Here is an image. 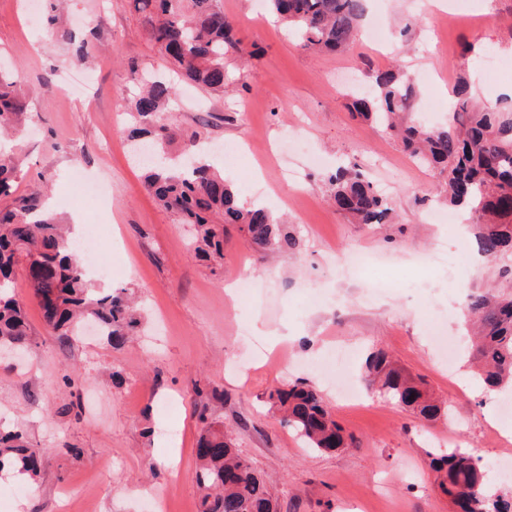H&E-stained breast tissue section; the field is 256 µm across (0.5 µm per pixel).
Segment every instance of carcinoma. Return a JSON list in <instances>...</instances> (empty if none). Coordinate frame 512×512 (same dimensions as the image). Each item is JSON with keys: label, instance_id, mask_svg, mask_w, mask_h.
<instances>
[{"label": "carcinoma", "instance_id": "1", "mask_svg": "<svg viewBox=\"0 0 512 512\" xmlns=\"http://www.w3.org/2000/svg\"><path fill=\"white\" fill-rule=\"evenodd\" d=\"M268 6L295 36L303 50L344 51L359 32L367 0H267ZM149 40L169 60L175 74L213 93H224L226 59L241 51L234 23L221 0H131ZM371 89L353 94L352 115L379 125L395 137L416 163L443 183L448 205L469 215L471 244L488 262L500 263L504 284L472 289L465 300V318L474 329L471 360L490 390L512 395V107L481 105L467 81L455 88V110L444 124L415 118L418 93L401 68L393 65L370 75ZM139 92L130 101L129 137L148 138L152 160L145 164V182L164 209L190 226L205 256H223L224 225L234 224L246 242L260 251L293 250L295 235L263 207L240 202L237 190L205 155L185 164L168 155L183 142L196 150L203 132L184 131L173 119L175 87L171 79L142 74ZM26 108L10 75L0 69V133L20 136ZM20 175L12 159L0 158V350L32 344L25 302L14 290V273L24 272L30 297L55 334L76 336L87 319L96 321L106 343L122 347L142 327L141 313L124 288L95 289L87 281L84 260L69 232L37 195L16 194ZM339 211L355 224H385L391 207L366 173L354 164L328 176ZM367 389L411 411L425 421L450 413L425 380L399 367L377 349L364 362ZM224 390L214 386L207 400L194 403L203 425L197 453L199 512H276L273 494L262 476L234 448L224 422L212 411ZM269 409L281 414L304 445L316 451L356 448L358 442L332 416L323 394L298 381L268 392ZM33 447L20 430H0V473L13 472L24 481L41 476ZM441 473L439 488L450 499L463 498L464 512H512V490L489 484L481 457L450 448L433 459Z\"/></svg>", "mask_w": 512, "mask_h": 512}]
</instances>
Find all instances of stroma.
Listing matches in <instances>:
<instances>
[{"label": "stroma", "mask_w": 512, "mask_h": 512, "mask_svg": "<svg viewBox=\"0 0 512 512\" xmlns=\"http://www.w3.org/2000/svg\"><path fill=\"white\" fill-rule=\"evenodd\" d=\"M222 4L252 57L244 66L228 59L224 94L182 85L175 121L239 147L225 177L242 201L287 216L299 244L269 259L234 227L223 260L197 258L188 226L160 206L130 159L124 127L133 73L167 70L130 0H0V61L10 65L30 117L23 136L0 143V154L21 169L17 192L48 194L63 223L111 226L125 258L108 284L132 289L144 315L142 336L123 348L99 335L68 343L17 277L33 343L0 358V427L22 430L42 450L43 471L0 506L150 512L151 496L160 494L164 512H197L201 424L193 405L197 390L220 386L215 414L233 427L237 452L266 480L277 512H451L433 456L451 446L471 450L492 475L493 460L512 453V443L494 434L512 430V418L491 413L472 378L462 317L468 289L491 280L490 266L459 280L421 263L439 250L450 265L463 258L458 225L430 218L446 208L441 183L380 128L353 119L345 94L398 61L422 99L442 100L440 120L454 106L460 77L483 100L512 95V74L492 76L480 66L491 52L512 64V0H369L386 46L362 41L347 53L302 51L265 13L264 0ZM409 18L415 25L401 36ZM467 43L474 52L466 60ZM351 162L387 196L392 223L354 224L336 211L327 177ZM77 167L108 185L109 195L76 203L69 174ZM353 252L371 262L350 277L337 263ZM243 275L258 296L228 301L225 288ZM242 323L249 335L239 334ZM331 341L349 350L355 372L369 351L388 350L449 404L450 418L428 424L371 390L348 402L328 388L333 417L360 445L303 448L270 411L266 392L299 378L318 381L309 364ZM73 370L83 378L74 394L62 383ZM170 397L179 402L174 417L158 412ZM66 444L81 449L80 458L65 454Z\"/></svg>", "instance_id": "obj_1"}]
</instances>
